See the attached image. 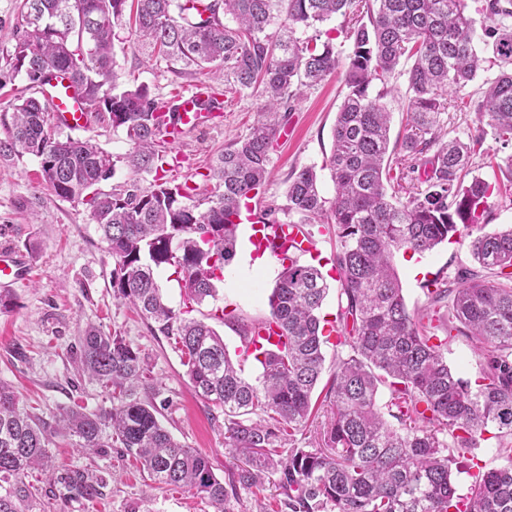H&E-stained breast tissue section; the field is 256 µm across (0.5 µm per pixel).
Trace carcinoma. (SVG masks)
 Masks as SVG:
<instances>
[{"label": "carcinoma", "mask_w": 512, "mask_h": 512, "mask_svg": "<svg viewBox=\"0 0 512 512\" xmlns=\"http://www.w3.org/2000/svg\"><path fill=\"white\" fill-rule=\"evenodd\" d=\"M492 51L501 67L476 104L478 122L512 144V0H486ZM21 24L6 52L10 71H46L45 84L68 74L80 86L90 120L125 132L123 161L153 187L134 180L110 193L98 188L113 173L112 155L88 140L63 134L48 103L29 96L0 116V160L38 159L53 193L90 210L112 254V290L153 331L172 341L195 393L224 412L225 445L238 461L216 476L209 457L174 438L159 419L158 389L139 350L100 327H87L71 348L81 375L97 383L110 405L94 411L75 403L53 421L20 404L0 380V512H44L43 495L28 471L49 465L59 436L81 451L106 456L114 448L140 463L160 486L184 488L230 512L229 491L263 487L277 476L288 512H512V227L483 232L493 194L512 192V155L504 181L469 174L484 129L467 140L441 141V114L459 108L454 94L474 80L484 62L465 0H22ZM350 45L347 92L337 112L333 150L325 161L335 185L330 208L315 168L294 174L286 203L273 214L312 229L326 217L336 225L334 265L338 309L325 328L320 316L328 286L321 270L299 258L281 259L268 297V316L238 323L242 343L259 329L280 345L254 353L262 372L243 376L224 339L194 307L217 300L216 284L234 258L242 202L259 194L270 175L271 152L288 123L291 102L338 71L332 37L318 26L336 15ZM128 19L136 42L177 72L208 68L224 92L262 89L264 103L249 132L224 149L203 179L212 185L170 184L159 176L168 139L178 134L172 101L148 86L116 91L113 30ZM313 30L306 37L298 30ZM406 75V132L395 144L412 164L389 161L390 115L383 99L401 61ZM379 81L382 90L370 87ZM433 154H428L429 150ZM406 191L396 201L387 188ZM465 235L486 281L464 271L456 288L436 277L422 285L428 306L410 312L392 264L396 251L426 253ZM174 268L183 306L171 307L155 271ZM444 335H437V331ZM469 337L483 358L470 382L448 366L444 349L454 335ZM350 354L332 373L325 401L330 417L317 447L299 448L297 435L312 416V395L323 372V348ZM389 399L380 403L381 388ZM490 430L496 456L509 465L478 467L458 493L455 451L473 448ZM49 493L92 502L106 479L87 468L52 477Z\"/></svg>", "instance_id": "1"}]
</instances>
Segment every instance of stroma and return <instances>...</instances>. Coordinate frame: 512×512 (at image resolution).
Listing matches in <instances>:
<instances>
[{"mask_svg": "<svg viewBox=\"0 0 512 512\" xmlns=\"http://www.w3.org/2000/svg\"><path fill=\"white\" fill-rule=\"evenodd\" d=\"M113 42L120 88L144 84L154 95L167 99L172 92L207 80L202 71L178 74L163 59L144 54L128 27H116ZM499 71L497 63L484 62L482 71L463 90L467 110L443 114V132L452 138L467 137L477 125L473 104L481 97L483 83ZM345 92L344 75L337 72L294 100L288 133L274 146L272 176L260 193L264 204L284 203L290 174L310 166L319 169L322 196L333 198L335 186L322 164L331 153L332 131ZM261 106V97L251 90L226 95L223 112L213 128L185 133L174 143V151L183 160L167 172V179L201 185L200 175L213 157L247 133ZM74 136L92 141L116 157L114 172L100 182L101 190L108 192L133 180L141 187H150L151 176H134L120 161L129 148L123 130L94 124L75 131ZM1 225L8 226L9 232L0 236V247L20 250L31 241L37 252L28 260L30 279L12 290L15 307L0 312V380L12 385L20 401L45 418L77 400L88 409H96L104 404L105 395L97 385L80 377L70 348L87 325L117 332L138 347L148 362L160 391L164 426L185 446L207 454L215 474L226 477L233 458L224 443L223 411L195 396L168 339L154 334L146 321L115 298L112 256L88 208L55 196L40 178L38 160L27 155L0 161ZM468 243V238L456 237L420 257L395 254L394 265L409 310H420L427 302L421 288L424 279L439 277L454 283L461 272L475 269ZM244 251V246H237L235 258L225 267L224 279L218 285L217 301L202 305L195 311V318L210 319L218 306L229 307L242 321L268 315V297L280 270L279 262L267 254L261 266L251 270L245 266ZM52 455L57 467L90 468L109 477L110 483L98 502L55 499L47 512H211L210 505L199 496L182 489L156 487L139 465L120 454L87 456L62 442L53 448ZM260 505L267 512H287L284 496L271 480L263 490L240 487L230 495L231 512H255Z\"/></svg>", "mask_w": 512, "mask_h": 512, "instance_id": "obj_1", "label": "stroma"}]
</instances>
